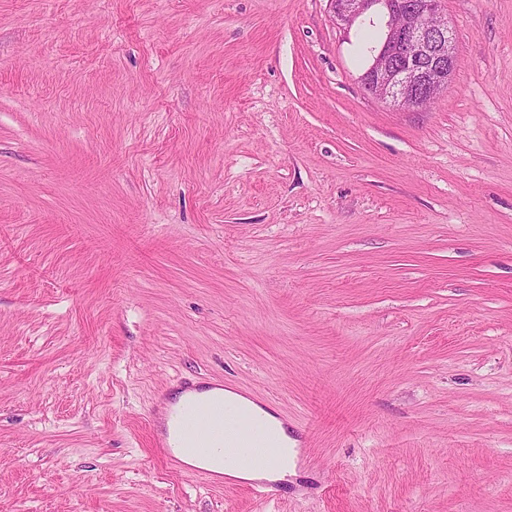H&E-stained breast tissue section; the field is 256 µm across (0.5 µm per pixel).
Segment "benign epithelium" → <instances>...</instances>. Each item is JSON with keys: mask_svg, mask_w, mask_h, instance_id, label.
Here are the masks:
<instances>
[{"mask_svg": "<svg viewBox=\"0 0 512 512\" xmlns=\"http://www.w3.org/2000/svg\"><path fill=\"white\" fill-rule=\"evenodd\" d=\"M330 5L335 20L347 28L370 12L386 18L385 38L361 76L370 94L401 103L431 94L451 79L453 31L423 23L442 15L440 0H330Z\"/></svg>", "mask_w": 512, "mask_h": 512, "instance_id": "1", "label": "benign epithelium"}]
</instances>
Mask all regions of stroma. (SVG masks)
<instances>
[{"instance_id":"stroma-1","label":"stroma","mask_w":512,"mask_h":512,"mask_svg":"<svg viewBox=\"0 0 512 512\" xmlns=\"http://www.w3.org/2000/svg\"><path fill=\"white\" fill-rule=\"evenodd\" d=\"M370 96L329 0H0V512H512V0ZM304 434L170 465L179 381ZM238 446L249 448L241 459L242 463L263 469H270L275 466L274 448H264L260 442H252L247 437H242Z\"/></svg>"}]
</instances>
